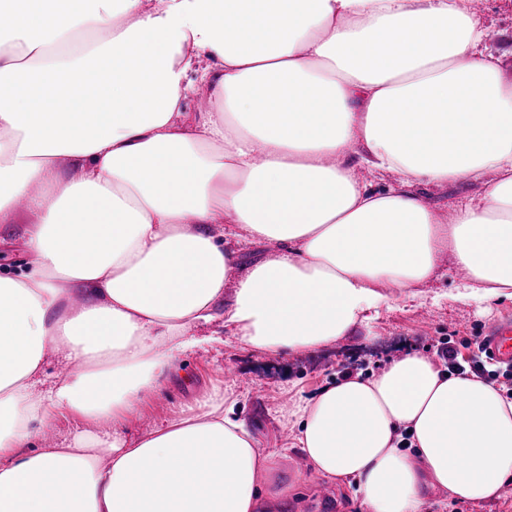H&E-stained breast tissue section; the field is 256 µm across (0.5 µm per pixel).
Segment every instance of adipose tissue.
<instances>
[{
  "instance_id": "1",
  "label": "adipose tissue",
  "mask_w": 512,
  "mask_h": 512,
  "mask_svg": "<svg viewBox=\"0 0 512 512\" xmlns=\"http://www.w3.org/2000/svg\"><path fill=\"white\" fill-rule=\"evenodd\" d=\"M0 13V230L21 225L28 256L0 275V512H265L293 485L230 393L121 435L182 354L226 334L269 354L334 342L446 253L460 299L512 300V69L470 0ZM202 89L208 109L188 111ZM362 166L398 180L375 189ZM461 181L480 198L450 215L415 189ZM228 224L275 251L239 270ZM58 417L71 442L33 447ZM287 426L365 512L512 494V400L412 351L323 385Z\"/></svg>"
}]
</instances>
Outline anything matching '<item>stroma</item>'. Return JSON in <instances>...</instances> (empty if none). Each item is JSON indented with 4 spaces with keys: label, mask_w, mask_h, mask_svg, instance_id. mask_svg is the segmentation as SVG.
Listing matches in <instances>:
<instances>
[{
    "label": "stroma",
    "mask_w": 512,
    "mask_h": 512,
    "mask_svg": "<svg viewBox=\"0 0 512 512\" xmlns=\"http://www.w3.org/2000/svg\"><path fill=\"white\" fill-rule=\"evenodd\" d=\"M475 14L489 31L491 47L511 51L512 0H479ZM466 278L451 256H443L428 283L396 289L389 306L369 311L367 324L319 348L271 355L230 337L222 348L183 356L177 365L179 377L151 396L124 432L148 433L161 418L193 404L217 385L233 391L236 410L257 436L261 452L277 451L289 439L282 408L337 378L342 365L353 364L371 377L402 349L430 358L441 342L460 347L490 325L512 319L511 300L487 306L459 299ZM283 467L294 485L275 512H361L349 490L309 473L300 449H293Z\"/></svg>",
    "instance_id": "35a3bbf8"
}]
</instances>
